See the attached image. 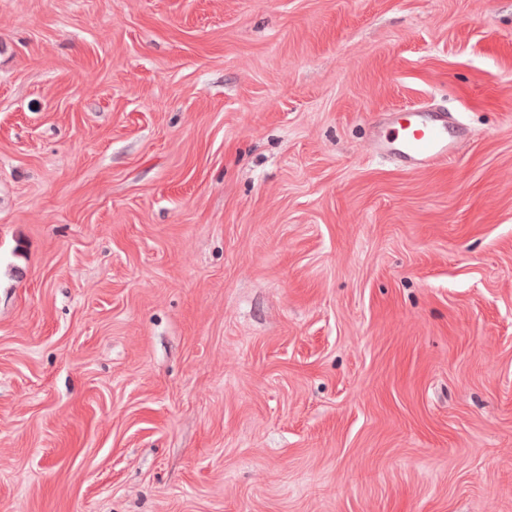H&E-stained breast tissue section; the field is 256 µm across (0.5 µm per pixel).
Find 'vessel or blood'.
<instances>
[{"instance_id":"b4317fda","label":"vessel or blood","mask_w":512,"mask_h":512,"mask_svg":"<svg viewBox=\"0 0 512 512\" xmlns=\"http://www.w3.org/2000/svg\"><path fill=\"white\" fill-rule=\"evenodd\" d=\"M451 127V117L434 118L417 111L395 127L388 138L378 140L375 152L379 157L399 161L412 172L428 168L455 154L457 142Z\"/></svg>"}]
</instances>
